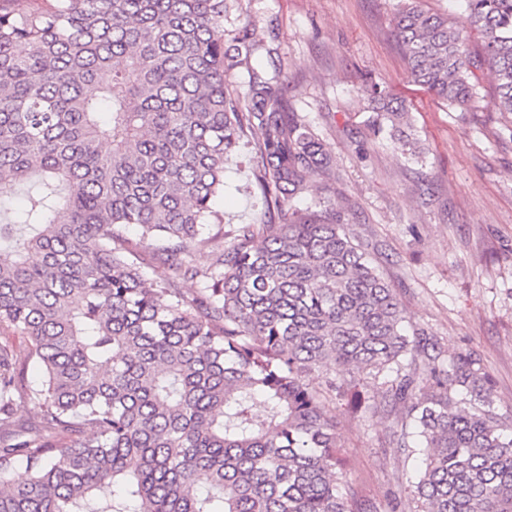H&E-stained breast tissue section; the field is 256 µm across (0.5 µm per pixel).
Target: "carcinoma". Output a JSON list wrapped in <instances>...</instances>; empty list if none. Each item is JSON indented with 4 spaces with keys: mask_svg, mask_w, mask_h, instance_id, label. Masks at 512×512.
Listing matches in <instances>:
<instances>
[{
    "mask_svg": "<svg viewBox=\"0 0 512 512\" xmlns=\"http://www.w3.org/2000/svg\"><path fill=\"white\" fill-rule=\"evenodd\" d=\"M464 2L477 51L414 0L399 10L408 75L468 108L485 72L512 112V0ZM226 13L227 0H0V198L29 201L18 220L0 212V512H371L336 472L324 413L336 395L361 407L356 371L391 376L397 447L423 456L422 512H512V421L482 359L408 324L330 201L294 205L334 180L332 160L258 30L224 48ZM237 67L241 96L226 83ZM360 91L374 133L419 157L404 103ZM248 135L269 221L226 247L213 202ZM131 226L168 275L145 279ZM193 245L212 248L207 268ZM20 466L27 478L6 480Z\"/></svg>",
    "mask_w": 512,
    "mask_h": 512,
    "instance_id": "obj_1",
    "label": "carcinoma"
}]
</instances>
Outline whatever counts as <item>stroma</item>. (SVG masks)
<instances>
[{"label": "stroma", "mask_w": 512, "mask_h": 512, "mask_svg": "<svg viewBox=\"0 0 512 512\" xmlns=\"http://www.w3.org/2000/svg\"><path fill=\"white\" fill-rule=\"evenodd\" d=\"M403 0H230L224 40L250 24L267 36L288 81V103L330 155L337 180L311 184L296 204L331 199L398 294L410 324L448 353L478 354L497 412L512 419V113L492 105L480 77L479 108L449 106L414 84L394 38ZM403 99L422 157L405 159L368 126L363 80ZM250 139L225 165L214 204L232 242L267 221L253 190ZM337 424L344 474L377 512H417L419 454L392 444L395 415L326 407Z\"/></svg>", "instance_id": "1"}]
</instances>
